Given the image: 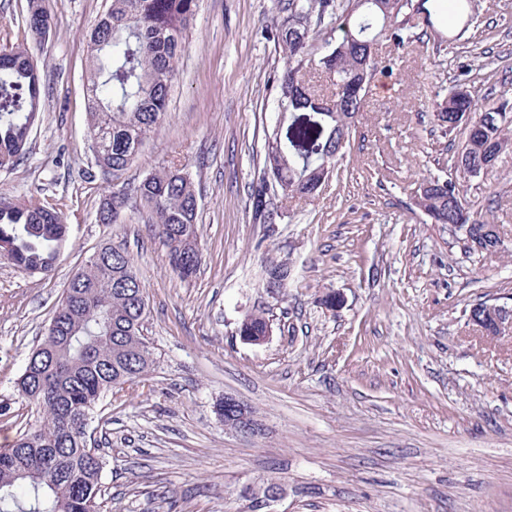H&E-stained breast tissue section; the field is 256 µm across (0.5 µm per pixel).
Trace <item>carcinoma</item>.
Here are the masks:
<instances>
[{"instance_id":"carcinoma-1","label":"carcinoma","mask_w":512,"mask_h":512,"mask_svg":"<svg viewBox=\"0 0 512 512\" xmlns=\"http://www.w3.org/2000/svg\"><path fill=\"white\" fill-rule=\"evenodd\" d=\"M199 0H105L88 34L86 81L88 136L94 163L117 176L132 165L146 136L163 120L166 100L195 20ZM461 0H275L271 36L283 52L277 107L284 127L271 132L249 200L253 222L276 224L280 204L318 195L328 183L365 109L371 84L393 70L391 58L364 56L362 43L378 38L397 46L420 40L415 16L453 21ZM53 31L46 0H27L22 38L0 36V169L15 167L28 152L40 120L44 85L31 46ZM313 66L334 91L321 94L302 79ZM499 109H477L462 85L433 106L441 132L462 131L464 141L446 161L454 176H432L416 190L414 205L437 224L458 225L462 240L482 241L491 222L463 194L469 168L512 148V122ZM137 211L168 248L172 271L194 278L204 262L197 223L198 193L183 166L155 171L126 191L112 192L96 221L122 224ZM55 199L32 194L0 201V257L31 273L52 269L68 240ZM147 300L130 256L106 244L69 280L46 335L16 382L19 395L41 412L39 423L0 449V512H101L103 458L88 444L87 426L100 398L145 383L155 364L143 343ZM265 313L245 318L239 336L266 335Z\"/></svg>"}]
</instances>
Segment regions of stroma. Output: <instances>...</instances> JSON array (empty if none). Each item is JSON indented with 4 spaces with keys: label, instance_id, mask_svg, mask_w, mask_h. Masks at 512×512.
<instances>
[{
    "label": "stroma",
    "instance_id": "35a3bbf8",
    "mask_svg": "<svg viewBox=\"0 0 512 512\" xmlns=\"http://www.w3.org/2000/svg\"><path fill=\"white\" fill-rule=\"evenodd\" d=\"M104 0H49L39 53L45 112L26 158L0 170V196L59 200L69 238L54 269L0 260V448L35 405L16 382L70 277L104 243L132 256L156 364L147 390L104 395L87 428L104 459V512H255L243 487L281 494L256 512H512V329L490 340L472 305H512V150L464 185L487 203L504 248L470 251L413 205L460 137L431 108L449 87L512 103V0H468L422 41L379 44L376 82L353 146L318 197L277 224L251 220L248 188L276 124L283 56L264 31L273 0H200L166 114L120 177L96 172L86 137V30ZM172 164L198 191L206 260L189 281L137 214L95 220L100 200ZM287 262L285 291L265 268ZM270 338L244 342L257 311ZM247 404L261 431L224 427L214 404ZM270 326L272 327L270 319L265 317V313L262 312L250 315L245 318L239 327L238 333L240 337L250 336L258 338L259 336H265ZM271 332L272 330H270V335ZM270 335L265 336L258 341H253L249 338H244L243 340L252 344H261L264 343L270 337Z\"/></svg>",
    "mask_w": 512,
    "mask_h": 512
}]
</instances>
